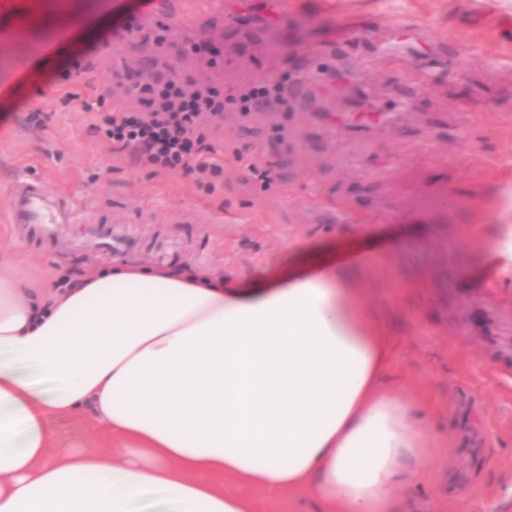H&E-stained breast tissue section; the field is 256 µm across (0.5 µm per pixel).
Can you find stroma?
Masks as SVG:
<instances>
[{
	"label": "stroma",
	"instance_id": "35a3bbf8",
	"mask_svg": "<svg viewBox=\"0 0 512 512\" xmlns=\"http://www.w3.org/2000/svg\"><path fill=\"white\" fill-rule=\"evenodd\" d=\"M198 37L223 44L221 65L178 52ZM0 56V273L64 288L110 262L81 247L85 218L123 227L134 241L123 261L240 284L321 251L352 269L359 306L391 341L388 382L434 444V471L403 469L389 512H512V281L463 234H493L512 175L511 12L495 0H66L23 39L0 18ZM160 57L227 89L296 68L316 80L279 110L225 112L213 134L224 186L209 195L113 153L81 109L114 89L115 72ZM26 180L78 223L51 239L18 235L11 192ZM54 430L74 447L108 445L89 407ZM239 492L255 512H322L302 491Z\"/></svg>",
	"mask_w": 512,
	"mask_h": 512
}]
</instances>
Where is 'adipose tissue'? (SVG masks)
I'll list each match as a JSON object with an SVG mask.
<instances>
[{
    "label": "adipose tissue",
    "mask_w": 512,
    "mask_h": 512,
    "mask_svg": "<svg viewBox=\"0 0 512 512\" xmlns=\"http://www.w3.org/2000/svg\"><path fill=\"white\" fill-rule=\"evenodd\" d=\"M348 276L316 262L235 288L127 263L33 300L1 275L0 512H134L149 491L174 512H254L239 485L388 512L433 450ZM88 402L110 447L51 429Z\"/></svg>",
    "instance_id": "ef3b65f1"
}]
</instances>
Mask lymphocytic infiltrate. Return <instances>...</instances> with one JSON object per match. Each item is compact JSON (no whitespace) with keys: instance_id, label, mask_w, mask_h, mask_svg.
<instances>
[{"instance_id":"obj_1","label":"lymphocytic infiltrate","mask_w":512,"mask_h":512,"mask_svg":"<svg viewBox=\"0 0 512 512\" xmlns=\"http://www.w3.org/2000/svg\"><path fill=\"white\" fill-rule=\"evenodd\" d=\"M118 94L111 100H83L92 127L113 152L134 150L140 164L157 173L180 172L215 191L224 173V153L207 143L201 129L206 116L222 115L227 106L241 114L284 105L289 85L257 81L235 92L202 85L194 77L175 76L169 66L154 68L150 80L132 72L116 76Z\"/></svg>"}]
</instances>
